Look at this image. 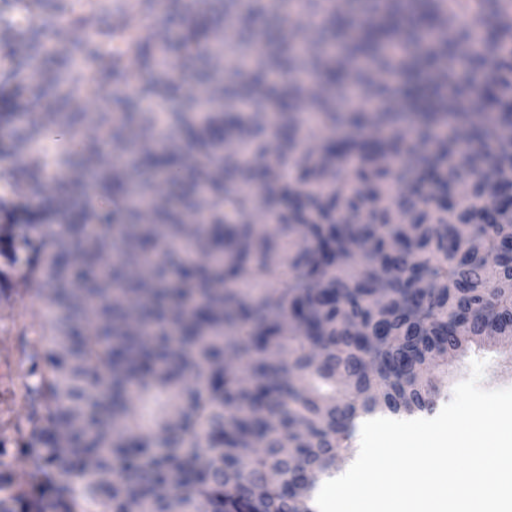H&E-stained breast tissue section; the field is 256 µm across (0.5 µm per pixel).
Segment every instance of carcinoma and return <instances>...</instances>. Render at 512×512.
Wrapping results in <instances>:
<instances>
[{
	"label": "carcinoma",
	"mask_w": 512,
	"mask_h": 512,
	"mask_svg": "<svg viewBox=\"0 0 512 512\" xmlns=\"http://www.w3.org/2000/svg\"><path fill=\"white\" fill-rule=\"evenodd\" d=\"M209 4L215 23L179 44L93 0H0V288L53 308L26 341L36 381L12 452L0 445L34 465L0 461V512H316L311 491L358 420L430 413L431 358L512 343V10L479 4L480 23L448 39L444 0H374L362 22L327 5L320 27L289 32L291 51L265 38L248 73L319 81L270 87L244 116L186 95L221 81L191 56L181 80L159 73L228 19L253 34L276 6ZM395 41L409 50L384 55ZM134 64L141 96L177 101L160 151L139 99L83 105ZM459 65L485 78L478 113L467 87L441 112L404 113L383 81L425 69L435 90ZM345 82L380 111L339 110ZM285 98L317 112L318 134L291 110L270 119ZM342 124L389 134L337 139ZM49 169L57 185L33 210ZM155 170L179 204L146 224L129 196L150 197ZM455 190L466 205L432 208ZM203 192L217 204L190 231ZM365 205L371 223H339ZM226 209L271 223H228ZM1 309L29 330L2 293Z\"/></svg>",
	"instance_id": "cac0c4a2"
}]
</instances>
